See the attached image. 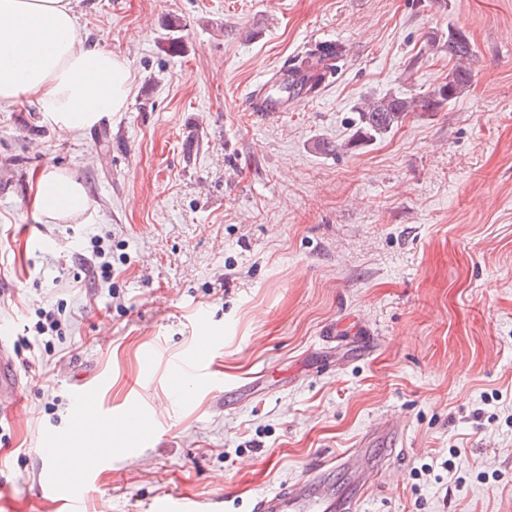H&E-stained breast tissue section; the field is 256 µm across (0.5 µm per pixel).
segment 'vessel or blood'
Listing matches in <instances>:
<instances>
[{
    "instance_id": "1",
    "label": "vessel or blood",
    "mask_w": 512,
    "mask_h": 512,
    "mask_svg": "<svg viewBox=\"0 0 512 512\" xmlns=\"http://www.w3.org/2000/svg\"><path fill=\"white\" fill-rule=\"evenodd\" d=\"M248 111L257 117L269 119L287 111L288 104L272 96L266 86L248 90L244 96ZM20 395V382L14 359L5 340L0 339V397L16 400ZM92 403V395L87 389H79L76 403V419L68 433L62 436L46 435L40 443L47 456H66L78 459L79 450L85 438V413ZM346 457L333 461H322L312 468L307 480L259 495L253 512H361L363 488L366 475H358L350 487L336 495L322 489L321 477L333 466L346 464ZM70 480L56 471H47L41 485L42 493L56 496L59 512H81V497L72 495L68 486Z\"/></svg>"
}]
</instances>
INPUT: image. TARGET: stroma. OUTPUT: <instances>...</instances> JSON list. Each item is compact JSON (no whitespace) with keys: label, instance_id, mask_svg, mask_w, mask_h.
Segmentation results:
<instances>
[{"label":"stroma","instance_id":"stroma-1","mask_svg":"<svg viewBox=\"0 0 512 512\" xmlns=\"http://www.w3.org/2000/svg\"><path fill=\"white\" fill-rule=\"evenodd\" d=\"M73 5L134 89L99 132L0 109V326L23 385L0 417V512H56L40 440L71 428L80 370L91 416L142 414L83 463L93 512L171 492L252 512L385 423L402 442L363 512H512V0ZM452 26L471 85L355 141L364 100L445 80ZM319 41L344 54L317 94L242 110ZM49 170L83 184L84 216L38 218ZM49 309L61 335L26 334ZM200 347L214 381L190 387ZM268 83L254 89H250L244 96L248 112H255L254 115L261 119H270L279 112L288 111V101L272 96L267 91Z\"/></svg>","mask_w":512,"mask_h":512}]
</instances>
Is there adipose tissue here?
Listing matches in <instances>:
<instances>
[{"label":"adipose tissue","instance_id":"adipose-tissue-1","mask_svg":"<svg viewBox=\"0 0 512 512\" xmlns=\"http://www.w3.org/2000/svg\"><path fill=\"white\" fill-rule=\"evenodd\" d=\"M71 2L0 0V107L33 100L65 134L122 111L132 93L125 61L82 39ZM34 205L57 222L82 216L91 202L79 181L50 170L38 180Z\"/></svg>","mask_w":512,"mask_h":512}]
</instances>
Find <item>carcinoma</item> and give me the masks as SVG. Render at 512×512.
Wrapping results in <instances>:
<instances>
[{
  "label": "carcinoma",
  "instance_id": "1",
  "mask_svg": "<svg viewBox=\"0 0 512 512\" xmlns=\"http://www.w3.org/2000/svg\"><path fill=\"white\" fill-rule=\"evenodd\" d=\"M473 54L474 47L461 29L448 31V55L456 60L448 72V80L425 93L386 95L364 104L358 111L356 136H383L413 112H438L451 104L472 81V72L466 62L471 60ZM342 56L343 47L337 43L328 49L320 47L309 54L308 59L312 64L305 66V69L311 72L310 92H316L323 80L320 70L330 68L328 61L339 60Z\"/></svg>",
  "mask_w": 512,
  "mask_h": 512
}]
</instances>
